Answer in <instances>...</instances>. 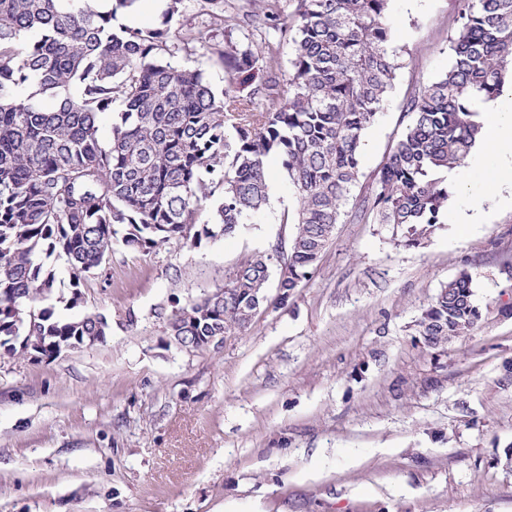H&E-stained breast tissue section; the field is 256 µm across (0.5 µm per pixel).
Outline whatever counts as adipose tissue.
Returning a JSON list of instances; mask_svg holds the SVG:
<instances>
[{
	"mask_svg": "<svg viewBox=\"0 0 512 512\" xmlns=\"http://www.w3.org/2000/svg\"><path fill=\"white\" fill-rule=\"evenodd\" d=\"M478 120L479 159H466L445 174L449 185L469 200L453 212L455 224H485L495 209L512 208V89L503 101L482 104Z\"/></svg>",
	"mask_w": 512,
	"mask_h": 512,
	"instance_id": "obj_1",
	"label": "adipose tissue"
}]
</instances>
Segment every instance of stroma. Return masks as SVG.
Returning <instances> with one entry per match:
<instances>
[{
    "label": "stroma",
    "mask_w": 512,
    "mask_h": 512,
    "mask_svg": "<svg viewBox=\"0 0 512 512\" xmlns=\"http://www.w3.org/2000/svg\"><path fill=\"white\" fill-rule=\"evenodd\" d=\"M394 88L365 132L371 177L408 123V90L448 68L455 0H393ZM269 205L235 235L149 254L115 247L74 308L102 341L0 351V512H512V210L444 221L415 248L346 207L309 278L222 343H175L178 309L287 240L295 204L269 160ZM481 319L445 348L414 325L459 272Z\"/></svg>",
    "instance_id": "stroma-1"
}]
</instances>
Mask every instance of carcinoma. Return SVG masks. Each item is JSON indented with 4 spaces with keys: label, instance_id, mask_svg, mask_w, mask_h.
<instances>
[{
    "label": "carcinoma",
    "instance_id": "carcinoma-1",
    "mask_svg": "<svg viewBox=\"0 0 512 512\" xmlns=\"http://www.w3.org/2000/svg\"><path fill=\"white\" fill-rule=\"evenodd\" d=\"M0 0V348L26 342L51 356L106 336L105 317L61 318L50 300L63 256L73 287L102 269L113 246L148 254L172 241L196 247L231 235L269 204L267 161L279 159L296 193L282 216L288 242L242 260L224 289L176 312L177 335L222 336L268 303L277 267L281 301L311 273L363 173L366 129L394 87L392 0H196L224 65L216 93L198 69L170 58L202 39L186 0H166L158 26H115L139 0ZM448 69L405 98L408 124L358 210L419 246L448 209L441 173L471 152L481 102L512 80V0H456ZM252 24L232 39L228 11ZM293 32L281 84L279 35ZM29 40H21L22 34ZM113 115L103 144V116ZM463 271L416 323L431 349L470 335L480 320Z\"/></svg>",
    "mask_w": 512,
    "mask_h": 512
}]
</instances>
